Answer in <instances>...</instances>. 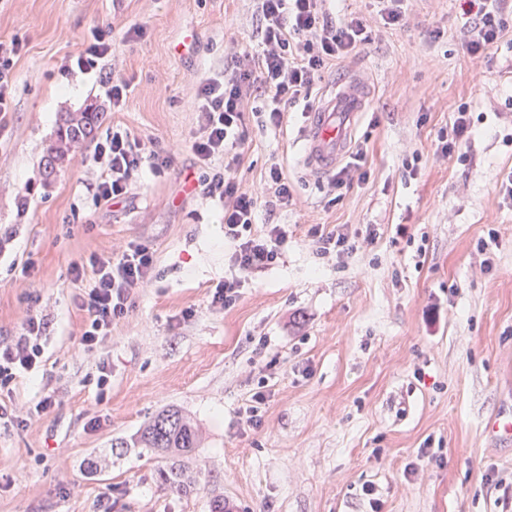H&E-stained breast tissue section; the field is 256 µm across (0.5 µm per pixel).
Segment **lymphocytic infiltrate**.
I'll use <instances>...</instances> for the list:
<instances>
[{"label": "lymphocytic infiltrate", "mask_w": 512, "mask_h": 512, "mask_svg": "<svg viewBox=\"0 0 512 512\" xmlns=\"http://www.w3.org/2000/svg\"><path fill=\"white\" fill-rule=\"evenodd\" d=\"M327 0H254L260 20L259 52L236 51L224 58L220 76L206 79L194 98L199 134L190 144L198 160V185L224 201V241L232 252L233 272L218 282L210 306L222 310L239 297L243 277L276 265L288 246V227L267 224L255 230L259 209L274 213L290 204L292 187L281 166H271L261 191L241 188L232 178L233 168L244 159L247 131L243 116L254 109L263 126L281 127L289 107L307 100L310 87L336 61L347 58L367 42L371 27L365 17L352 15L333 21ZM472 23L465 35L468 52L483 58L512 24V0H466ZM94 160L103 169L97 186L99 198L116 200L127 195L130 180L140 168L138 143L123 129H113L97 144ZM308 236L317 254L351 258L361 244L373 243L378 227L366 225L364 234L350 233L347 225H313ZM92 272L93 286L80 296L77 306L84 313L79 345L84 352H100L112 337V325L125 317L138 290L156 276L153 250L133 239L120 253L90 255L72 263V281ZM47 322L38 310H30L18 331L0 336V421L27 424L53 408L56 395L44 390L40 400L21 412L10 398L17 378L42 366Z\"/></svg>", "instance_id": "f902f5d3"}]
</instances>
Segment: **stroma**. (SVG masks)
Masks as SVG:
<instances>
[{"instance_id":"obj_1","label":"stroma","mask_w":512,"mask_h":512,"mask_svg":"<svg viewBox=\"0 0 512 512\" xmlns=\"http://www.w3.org/2000/svg\"><path fill=\"white\" fill-rule=\"evenodd\" d=\"M402 25L375 0H330L333 18L371 23L369 43L318 78L311 103L351 74L370 104L356 128L367 178L340 188L303 165L307 115L281 128L246 113L241 187L280 165L293 190L276 223L292 233L273 268L246 278L237 301L209 306L229 273L224 202L185 185L197 171L194 95L230 49L258 51L250 0H0V40L18 39L12 109L0 120V333H15L40 297L50 323L45 363L19 379V408L44 388L57 405L26 427L0 425V512H501L512 503V446L487 421L512 411V27L482 62L463 33V0H405ZM100 29L97 71L63 64ZM138 37H130L133 29ZM126 80L113 108L106 90ZM104 111L95 141L44 180L43 148L61 115ZM476 117L465 159L435 154L458 107ZM125 128L142 164L125 198L93 192L96 141ZM174 149L169 170L154 152ZM380 225L347 261L320 257L312 225ZM406 233H397V225ZM496 230L490 253L477 244ZM154 250L158 276L112 328L101 357L82 352L71 263L130 240ZM33 261L31 276L21 268ZM111 387L100 395L96 365ZM264 392L261 426L243 410ZM196 424L187 457L132 447L157 411ZM177 470L176 481L166 480Z\"/></svg>"}]
</instances>
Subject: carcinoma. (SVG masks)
<instances>
[{
	"mask_svg": "<svg viewBox=\"0 0 512 512\" xmlns=\"http://www.w3.org/2000/svg\"><path fill=\"white\" fill-rule=\"evenodd\" d=\"M103 110L94 104L80 112H68L60 117L52 139L46 146L43 176L48 180L56 175L70 152L94 138L102 122ZM199 433L194 423L176 409H164L138 432L135 444L167 453H190L198 447Z\"/></svg>",
	"mask_w": 512,
	"mask_h": 512,
	"instance_id": "cac0c4a2",
	"label": "carcinoma"
}]
</instances>
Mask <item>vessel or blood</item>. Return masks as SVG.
Masks as SVG:
<instances>
[{
  "label": "vessel or blood",
  "instance_id": "vessel-or-blood-1",
  "mask_svg": "<svg viewBox=\"0 0 512 512\" xmlns=\"http://www.w3.org/2000/svg\"><path fill=\"white\" fill-rule=\"evenodd\" d=\"M369 104L367 85L354 75L336 85L318 103L301 138L304 162L316 175L335 170L346 157L353 137L355 120Z\"/></svg>",
  "mask_w": 512,
  "mask_h": 512
}]
</instances>
